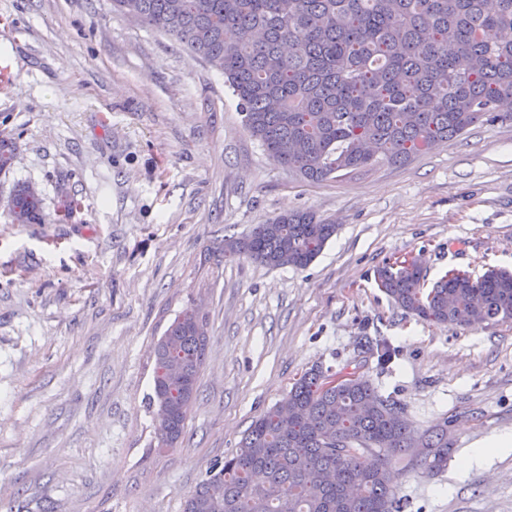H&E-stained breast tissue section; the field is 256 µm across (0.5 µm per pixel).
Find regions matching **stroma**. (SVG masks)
<instances>
[{"mask_svg": "<svg viewBox=\"0 0 512 512\" xmlns=\"http://www.w3.org/2000/svg\"><path fill=\"white\" fill-rule=\"evenodd\" d=\"M0 512H181L208 464L305 371L359 368L448 464L396 463L403 512H512V322L450 326L397 307L379 267L512 270V123L404 164L310 183L245 128L224 75L112 0H0ZM45 221L14 223L16 186ZM81 206L57 218L60 190ZM307 209L337 224L307 267L224 257V239ZM206 321L176 449L148 410L151 347L187 307ZM398 352L380 366L366 347Z\"/></svg>", "mask_w": 512, "mask_h": 512, "instance_id": "1", "label": "stroma"}]
</instances>
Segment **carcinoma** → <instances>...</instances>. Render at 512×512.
I'll list each match as a JSON object with an SVG mask.
<instances>
[{"label": "carcinoma", "mask_w": 512, "mask_h": 512, "mask_svg": "<svg viewBox=\"0 0 512 512\" xmlns=\"http://www.w3.org/2000/svg\"><path fill=\"white\" fill-rule=\"evenodd\" d=\"M224 72L245 127L279 164L319 183L340 171L401 163L479 124L512 122V0H113ZM15 143L0 137V172ZM17 224L44 221L23 185ZM337 225L295 211L224 238V258L303 268ZM396 306L448 325L512 321V271L444 276L381 267ZM204 324L178 315L154 345L149 406L175 448L198 391ZM176 361L181 372L170 375ZM448 464V423L417 433L402 404L360 375L328 386L312 368L252 422L238 450L215 460L182 512H401L392 465Z\"/></svg>", "instance_id": "obj_1"}]
</instances>
